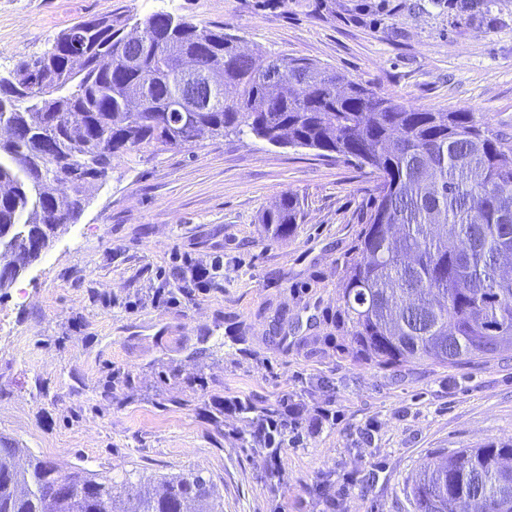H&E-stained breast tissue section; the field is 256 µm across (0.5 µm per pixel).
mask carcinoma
I'll return each mask as SVG.
<instances>
[{"label": "carcinoma", "instance_id": "obj_1", "mask_svg": "<svg viewBox=\"0 0 512 512\" xmlns=\"http://www.w3.org/2000/svg\"><path fill=\"white\" fill-rule=\"evenodd\" d=\"M60 31L41 55L0 76V290L75 223L112 158L250 134L354 159L376 180L367 226L339 298L356 354L379 367H446L512 351V137L482 112L404 105L302 57L239 52L224 29L169 12ZM282 65L280 79L269 78ZM136 93L145 109L128 110ZM199 96L185 116L181 101ZM300 206L288 193L260 221L286 238ZM512 437L440 451L406 483L414 512H512ZM221 512L213 483L189 470L97 480L60 472L0 440V512Z\"/></svg>", "mask_w": 512, "mask_h": 512}]
</instances>
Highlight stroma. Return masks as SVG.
<instances>
[{
  "label": "stroma",
  "mask_w": 512,
  "mask_h": 512,
  "mask_svg": "<svg viewBox=\"0 0 512 512\" xmlns=\"http://www.w3.org/2000/svg\"><path fill=\"white\" fill-rule=\"evenodd\" d=\"M157 11L242 50L305 57L422 109L512 133V0H0V74L91 17ZM368 169L249 135L119 155L75 224L0 291V437L63 472L189 469L224 512H414L405 482L440 449L512 436V352L480 365L376 367L352 352L338 295L375 194ZM294 194L277 239L260 222ZM220 257L199 292L189 261ZM151 288H184L179 306ZM300 402L275 477L249 419ZM336 413L316 424L317 408ZM300 206L297 197L288 193L273 207L266 209L261 215V224L271 230L274 236L286 238L298 224Z\"/></svg>",
  "instance_id": "35a3bbf8"
}]
</instances>
